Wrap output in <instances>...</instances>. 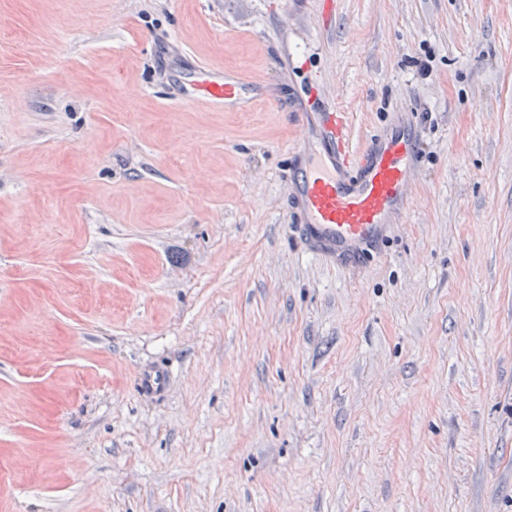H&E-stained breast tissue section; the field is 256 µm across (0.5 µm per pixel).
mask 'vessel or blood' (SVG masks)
<instances>
[{
  "label": "vessel or blood",
  "instance_id": "vessel-or-blood-1",
  "mask_svg": "<svg viewBox=\"0 0 512 512\" xmlns=\"http://www.w3.org/2000/svg\"><path fill=\"white\" fill-rule=\"evenodd\" d=\"M246 86L241 75L207 67L182 102L241 109L248 103ZM305 120L307 132L289 184L299 211L297 231L316 253L358 270L409 211L418 135L403 127L357 150L350 144L344 112L313 110Z\"/></svg>",
  "mask_w": 512,
  "mask_h": 512
}]
</instances>
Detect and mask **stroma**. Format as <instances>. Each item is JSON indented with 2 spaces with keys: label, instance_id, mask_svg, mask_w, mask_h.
<instances>
[{
  "label": "stroma",
  "instance_id": "obj_1",
  "mask_svg": "<svg viewBox=\"0 0 512 512\" xmlns=\"http://www.w3.org/2000/svg\"><path fill=\"white\" fill-rule=\"evenodd\" d=\"M204 63L264 99L182 105ZM314 103L421 129L354 274ZM0 512H512V0H0Z\"/></svg>",
  "mask_w": 512,
  "mask_h": 512
}]
</instances>
